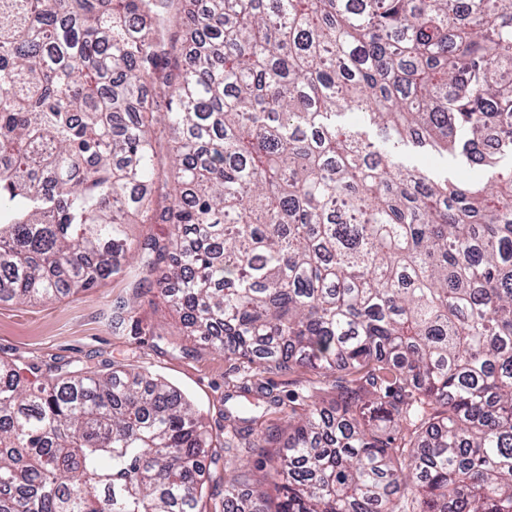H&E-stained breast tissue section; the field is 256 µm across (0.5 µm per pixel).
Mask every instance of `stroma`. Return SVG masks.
I'll return each mask as SVG.
<instances>
[{"mask_svg":"<svg viewBox=\"0 0 512 512\" xmlns=\"http://www.w3.org/2000/svg\"><path fill=\"white\" fill-rule=\"evenodd\" d=\"M168 284L143 278L141 260L130 257L123 274L108 278L89 293L63 295L37 304L0 301V356L17 360L24 383L42 381L49 367L77 364L104 367L112 364L145 369L186 395L207 425L231 440L223 460L209 468L205 512H222L226 462L248 463L257 470L258 456L245 437L233 435L224 419L226 395L248 406L255 393H239L249 380L247 365L225 359L223 352L184 335L181 315L169 301ZM261 381L273 388L280 407L258 408L253 434H275L293 405L301 403L310 387L321 399L332 400L335 377L305 368L276 369Z\"/></svg>","mask_w":512,"mask_h":512,"instance_id":"obj_1","label":"stroma"}]
</instances>
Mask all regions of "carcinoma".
I'll return each mask as SVG.
<instances>
[{"label": "carcinoma", "mask_w": 512, "mask_h": 512, "mask_svg": "<svg viewBox=\"0 0 512 512\" xmlns=\"http://www.w3.org/2000/svg\"><path fill=\"white\" fill-rule=\"evenodd\" d=\"M506 157L512 0H0V299L89 292L170 224L137 249L190 335L336 373L275 506L241 464L224 512H512ZM221 447L146 370L0 359V512H202ZM390 158L396 165L418 166L437 175L460 174L450 157H442L429 151L418 150L403 144H396L393 147ZM131 238L142 241L147 238L166 239L171 232L170 224H130L127 229Z\"/></svg>", "instance_id": "carcinoma-1"}]
</instances>
